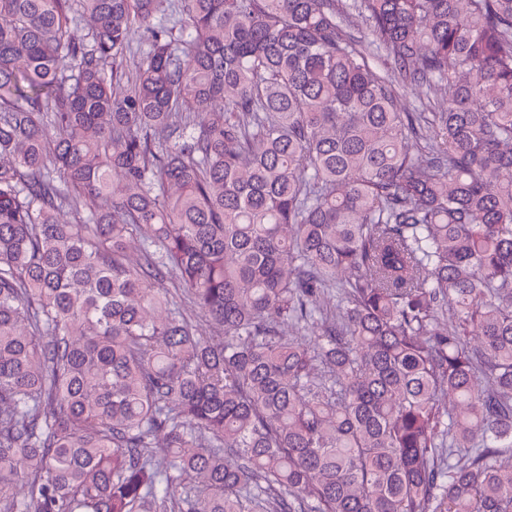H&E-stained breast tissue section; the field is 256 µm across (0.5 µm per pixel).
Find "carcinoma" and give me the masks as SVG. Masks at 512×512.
<instances>
[{"mask_svg":"<svg viewBox=\"0 0 512 512\" xmlns=\"http://www.w3.org/2000/svg\"><path fill=\"white\" fill-rule=\"evenodd\" d=\"M0 512H512V0H0Z\"/></svg>","mask_w":512,"mask_h":512,"instance_id":"carcinoma-1","label":"carcinoma"}]
</instances>
